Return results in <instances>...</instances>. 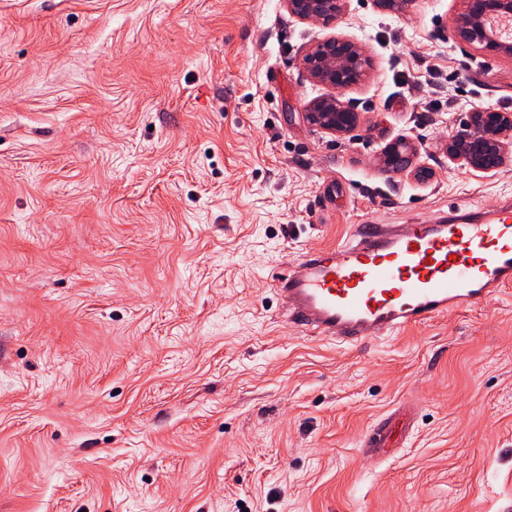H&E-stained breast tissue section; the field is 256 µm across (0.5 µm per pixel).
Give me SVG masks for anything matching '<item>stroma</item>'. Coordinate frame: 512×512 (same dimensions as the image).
Returning <instances> with one entry per match:
<instances>
[{
	"mask_svg": "<svg viewBox=\"0 0 512 512\" xmlns=\"http://www.w3.org/2000/svg\"><path fill=\"white\" fill-rule=\"evenodd\" d=\"M462 0H0V512H512V288L357 347L284 323L274 279L356 224L512 200L449 161L512 58L453 43ZM369 74L351 135L302 58ZM417 145L412 171L384 146ZM407 414L381 460L364 434ZM289 14L303 21L328 25L340 23L345 16L346 0H286ZM309 77L330 89L313 100L305 110L307 121L336 135L353 132L359 125L354 105L342 98L345 88L357 83L369 66V59L359 43L339 37L318 43L303 59ZM403 148L408 149L404 151ZM382 162L386 169L401 172L409 169L413 158L418 156V150L404 138L388 144L382 151Z\"/></svg>",
	"mask_w": 512,
	"mask_h": 512,
	"instance_id": "1",
	"label": "stroma"
}]
</instances>
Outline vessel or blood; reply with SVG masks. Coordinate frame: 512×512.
I'll list each match as a JSON object with an SVG mask.
<instances>
[{
  "label": "vessel or blood",
  "instance_id": "b4317fda",
  "mask_svg": "<svg viewBox=\"0 0 512 512\" xmlns=\"http://www.w3.org/2000/svg\"><path fill=\"white\" fill-rule=\"evenodd\" d=\"M512 286V206L480 220L359 224L336 246L307 252L276 283L296 329L346 345L488 301ZM393 430L363 446L387 454Z\"/></svg>",
  "mask_w": 512,
  "mask_h": 512
}]
</instances>
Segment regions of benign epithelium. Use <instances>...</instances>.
Returning <instances> with one entry per match:
<instances>
[{"mask_svg": "<svg viewBox=\"0 0 512 512\" xmlns=\"http://www.w3.org/2000/svg\"><path fill=\"white\" fill-rule=\"evenodd\" d=\"M465 8L454 22L453 35L462 43L488 54L512 57V34L502 37L493 29L497 20H512V0H464ZM289 14L303 21L328 25L345 16L346 0H286ZM309 77L330 89L306 107L307 121L331 134L346 135L359 125L354 105L342 98L345 88L357 83L369 66L359 43L339 37L317 44L303 59ZM512 135V113L476 110L461 131L448 139V159L477 172H489L502 164L503 141ZM418 150L406 139L388 144L382 151L385 168L409 169Z\"/></svg>", "mask_w": 512, "mask_h": 512, "instance_id": "benign-epithelium-1", "label": "benign epithelium"}]
</instances>
